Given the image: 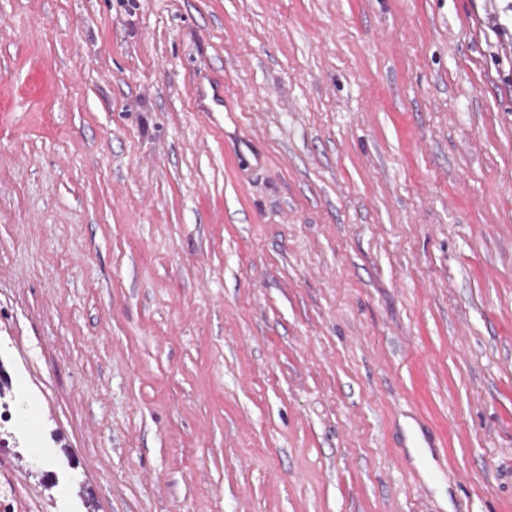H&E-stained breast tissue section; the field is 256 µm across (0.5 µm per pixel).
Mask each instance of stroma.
<instances>
[{"label":"stroma","mask_w":512,"mask_h":512,"mask_svg":"<svg viewBox=\"0 0 512 512\" xmlns=\"http://www.w3.org/2000/svg\"><path fill=\"white\" fill-rule=\"evenodd\" d=\"M0 390V512H512V0H0Z\"/></svg>","instance_id":"35a3bbf8"}]
</instances>
